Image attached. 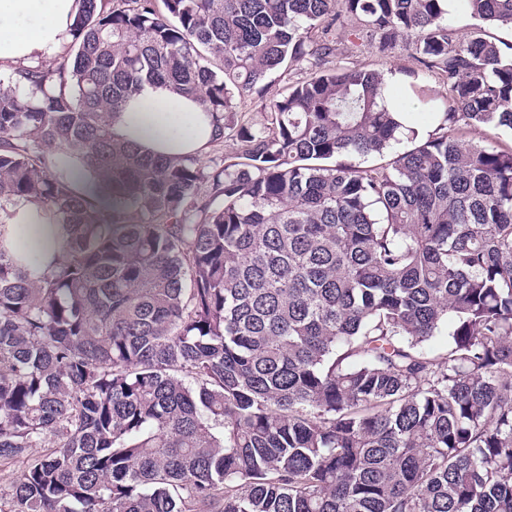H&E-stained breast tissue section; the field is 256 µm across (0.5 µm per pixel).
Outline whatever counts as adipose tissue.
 I'll use <instances>...</instances> for the list:
<instances>
[{"instance_id":"adipose-tissue-1","label":"adipose tissue","mask_w":512,"mask_h":512,"mask_svg":"<svg viewBox=\"0 0 512 512\" xmlns=\"http://www.w3.org/2000/svg\"><path fill=\"white\" fill-rule=\"evenodd\" d=\"M81 0H0V66L45 61L71 39ZM115 138L165 156H203L215 130L198 101L160 85H144L122 111L112 114ZM10 224L0 227V246L18 263L32 261L43 276L65 255L61 225L47 223L42 208L20 199Z\"/></svg>"}]
</instances>
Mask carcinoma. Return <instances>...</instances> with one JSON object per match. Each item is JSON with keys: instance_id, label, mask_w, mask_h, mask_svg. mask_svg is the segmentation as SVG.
I'll use <instances>...</instances> for the list:
<instances>
[{"instance_id": "obj_1", "label": "carcinoma", "mask_w": 512, "mask_h": 512, "mask_svg": "<svg viewBox=\"0 0 512 512\" xmlns=\"http://www.w3.org/2000/svg\"><path fill=\"white\" fill-rule=\"evenodd\" d=\"M82 0L74 53L0 76V227L65 228L44 277L0 246V512H512V0ZM350 17L399 69L329 65ZM309 79L234 116L268 75ZM199 101L235 160L150 156L109 115ZM438 132L386 163L402 114ZM74 152L112 198L59 170ZM448 326V349L426 341ZM448 6H454V0H448ZM477 23L464 9L462 2H455V6L448 11V25L455 31L460 39H466L472 31L473 25ZM457 135L465 140L491 143L500 149H510L512 147L511 134L500 130L485 127H465Z\"/></svg>"}]
</instances>
